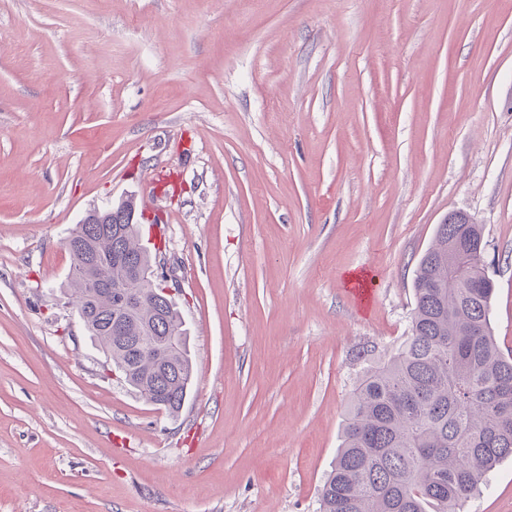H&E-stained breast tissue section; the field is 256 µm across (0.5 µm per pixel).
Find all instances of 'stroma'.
<instances>
[{
  "mask_svg": "<svg viewBox=\"0 0 512 512\" xmlns=\"http://www.w3.org/2000/svg\"><path fill=\"white\" fill-rule=\"evenodd\" d=\"M127 199L187 329L176 414L61 290ZM453 211L512 350V0H0V512H319L353 351L407 336ZM465 512H512V460Z\"/></svg>",
  "mask_w": 512,
  "mask_h": 512,
  "instance_id": "35a3bbf8",
  "label": "stroma"
}]
</instances>
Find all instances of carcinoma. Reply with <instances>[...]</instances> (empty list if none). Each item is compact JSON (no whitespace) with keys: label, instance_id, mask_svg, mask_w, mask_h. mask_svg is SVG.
<instances>
[{"label":"carcinoma","instance_id":"obj_1","mask_svg":"<svg viewBox=\"0 0 512 512\" xmlns=\"http://www.w3.org/2000/svg\"><path fill=\"white\" fill-rule=\"evenodd\" d=\"M90 212L66 240L71 270L63 285L88 336L146 400L176 413L193 378L187 331L174 304L133 270L151 262L138 225ZM482 224H439L418 261L410 334L367 362L326 475L320 512H464L502 461L512 459V352L501 351L490 311L496 284L484 257ZM134 290L138 308L118 311L113 292ZM182 337L173 353L146 338V325Z\"/></svg>","mask_w":512,"mask_h":512}]
</instances>
